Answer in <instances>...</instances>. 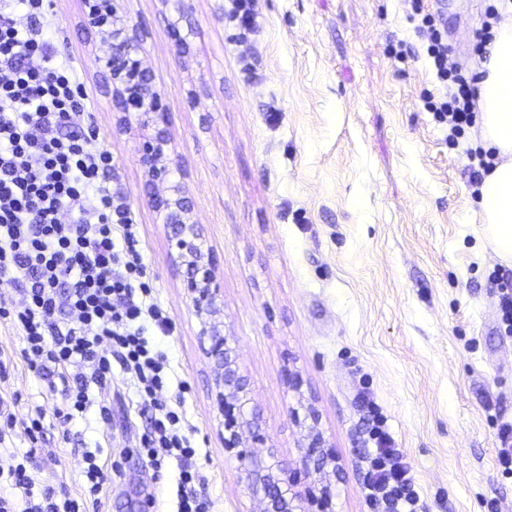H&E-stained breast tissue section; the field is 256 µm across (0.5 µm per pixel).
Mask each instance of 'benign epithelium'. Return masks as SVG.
I'll return each instance as SVG.
<instances>
[{
  "label": "benign epithelium",
  "mask_w": 512,
  "mask_h": 512,
  "mask_svg": "<svg viewBox=\"0 0 512 512\" xmlns=\"http://www.w3.org/2000/svg\"><path fill=\"white\" fill-rule=\"evenodd\" d=\"M112 40L117 42L116 51L102 64L105 93L120 112L129 111L131 96L138 98L136 111L145 116L148 131L139 137L137 156L150 181L164 183L169 170L158 162L170 148L162 128L167 123L165 104L147 70L134 58L143 41L142 31L137 24L114 28ZM153 204L163 223L171 226L173 261L190 258L194 262L187 290L201 322V335L208 340L206 354L214 362L224 453L238 462L249 497L263 505L262 512H334L326 474L336 458L326 450L325 440L318 433L308 432L300 445L299 467L287 470L279 464L272 439L251 406L249 384L237 364L233 339L215 332L208 322L220 286L215 262L199 241L189 198L181 187L174 186L171 194L154 196Z\"/></svg>",
  "instance_id": "1"
}]
</instances>
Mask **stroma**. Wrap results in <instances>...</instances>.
Listing matches in <instances>:
<instances>
[{"label":"stroma","instance_id":"1","mask_svg":"<svg viewBox=\"0 0 512 512\" xmlns=\"http://www.w3.org/2000/svg\"><path fill=\"white\" fill-rule=\"evenodd\" d=\"M485 6L424 0L456 61L469 62ZM228 9L229 0H188L179 20L161 0H121L119 16L147 33L138 56L169 112L170 183L190 197L216 261L212 320L238 348L280 463L299 466L306 429L291 410L305 403L338 464L335 512H376L363 489L374 448L368 401L412 467L420 512H512V475L497 466V433L512 424V332L497 281L512 266L479 231L467 157L478 128L449 145L447 127L423 107V91L445 88L410 0H258L260 29L246 45ZM86 14L84 0H53L41 24L81 69L87 118L112 153L111 187L132 211L152 297L173 320L170 334L146 335L167 358L169 404L192 431L212 512H254L224 453L187 267L172 261L171 230L150 202L165 187L138 161V113L121 115L105 93ZM398 42L412 50L400 65L387 53ZM21 347L20 331L0 318V349L16 357L0 390L16 397L17 419L45 414L37 484L80 495L76 460L96 450L112 465L99 512H174L178 468L155 473L141 452L152 411L120 366L90 386L91 406L64 431L54 415L61 381L30 371ZM286 368L300 373V392L282 384Z\"/></svg>","mask_w":512,"mask_h":512}]
</instances>
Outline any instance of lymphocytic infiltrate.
<instances>
[{"instance_id": "1", "label": "lymphocytic infiltrate", "mask_w": 512, "mask_h": 512, "mask_svg": "<svg viewBox=\"0 0 512 512\" xmlns=\"http://www.w3.org/2000/svg\"><path fill=\"white\" fill-rule=\"evenodd\" d=\"M429 34L426 53L446 92L424 95L435 122L456 143L477 119L479 74L452 59L448 39L423 0H412ZM50 0H0V317L22 331V360L36 374L64 384L61 422L91 405L89 384L112 379L120 362L154 411L141 450L155 468L180 467L177 512H211L200 486L197 450L167 400L164 354L146 324L169 334L167 312L151 302L143 250L128 205L111 186L112 154L96 147L83 123L81 72L56 50L41 17ZM376 444L365 489L380 512H418L411 468L390 436L373 426ZM32 447L9 466L20 498L0 496V512H87L64 490L37 486Z\"/></svg>"}]
</instances>
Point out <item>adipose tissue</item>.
I'll use <instances>...</instances> for the list:
<instances>
[{
	"instance_id": "ef3b65f1",
	"label": "adipose tissue",
	"mask_w": 512,
	"mask_h": 512,
	"mask_svg": "<svg viewBox=\"0 0 512 512\" xmlns=\"http://www.w3.org/2000/svg\"><path fill=\"white\" fill-rule=\"evenodd\" d=\"M489 56L480 62L479 139L498 162L480 188L482 231L502 262L512 266V22L500 24Z\"/></svg>"
}]
</instances>
